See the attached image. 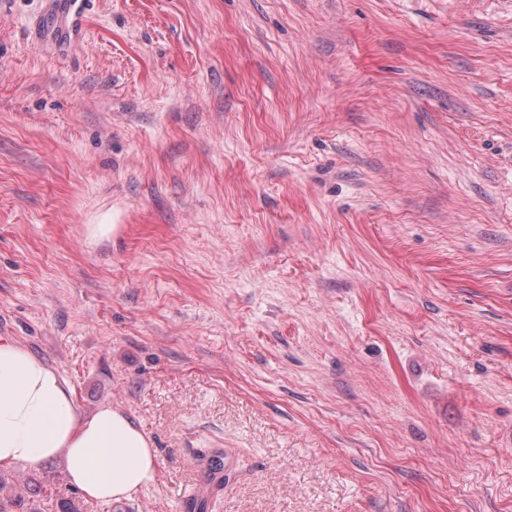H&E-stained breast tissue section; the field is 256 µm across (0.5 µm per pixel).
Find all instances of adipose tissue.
I'll return each mask as SVG.
<instances>
[{
    "label": "adipose tissue",
    "mask_w": 512,
    "mask_h": 512,
    "mask_svg": "<svg viewBox=\"0 0 512 512\" xmlns=\"http://www.w3.org/2000/svg\"><path fill=\"white\" fill-rule=\"evenodd\" d=\"M62 458L89 498L119 501L156 479L152 444L123 410H79L66 378L23 346L0 340V467Z\"/></svg>",
    "instance_id": "1"
}]
</instances>
